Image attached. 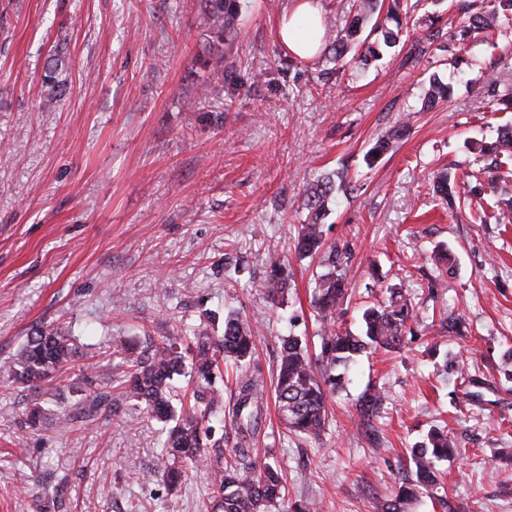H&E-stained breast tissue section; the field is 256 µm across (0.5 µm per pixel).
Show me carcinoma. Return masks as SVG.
<instances>
[{"label": "carcinoma", "instance_id": "cac0c4a2", "mask_svg": "<svg viewBox=\"0 0 512 512\" xmlns=\"http://www.w3.org/2000/svg\"><path fill=\"white\" fill-rule=\"evenodd\" d=\"M418 3L411 0H357L349 24L334 35L324 38L325 50L339 60L354 51L360 65L366 67L383 59L397 46ZM449 8L459 16L451 34L453 48L467 54L477 45L512 39V0H450ZM239 0H205L204 15L212 43L233 41ZM452 88L432 77L422 85L423 106L433 107L447 101ZM512 108V84L499 80L488 82L486 111L499 112ZM407 126L400 125L379 136L366 154V164L373 166L406 135ZM479 151L490 158L487 170L495 179L506 173L512 176V135H500L483 142ZM466 181L455 173L442 171L436 176L434 192L451 202L465 192ZM335 189L331 176H324L305 190V205L310 213L301 225L297 251L303 257L325 253L329 270L320 275L313 289L311 303L317 317L326 325L322 330L320 352L309 353L307 342L288 337L280 348L275 371V405L284 428L310 438L325 429L327 402L330 395L344 389V372L355 358L368 351H396L405 343V331L415 314L410 299L397 288L389 289L388 300L370 306L362 313V331L355 335L335 328L336 311L350 297L346 286L344 256L334 246H326L321 223L326 204ZM288 287V271L273 264L263 281L272 301L284 296ZM187 344L167 336L149 339L135 357L123 361L127 375L122 396L140 407L165 434L161 465L147 473L151 479L165 481L173 490L181 488L187 472L203 468L207 472L210 492L199 506V512H268L271 505L283 499L286 484L282 474L269 463L258 462L249 447L262 422L264 403L259 397L262 370L253 363L256 335L250 322L237 312L224 318V331L213 336L201 327L184 328ZM83 357L79 337L65 328L40 327L27 337L12 360L0 367V381L23 391L30 390L61 399V393L48 386L58 375L75 367ZM191 361L193 388L191 394H179L173 386L175 377L185 373ZM226 362L235 365L236 393L228 405L229 423L238 439L233 447H224V437H214L212 419L219 412L217 380L223 378ZM76 407L65 406L55 414V425L67 431L73 417L82 415L92 422L115 404L112 393L104 388L88 392ZM384 395L381 388L368 385L355 399V409L364 424L380 416ZM47 410L39 402L29 404L23 413L24 423L35 428L42 423ZM458 452L457 445L445 431L432 428L424 440L409 449L408 464L414 468V479L399 487L397 494L379 503L378 512H406L407 505L417 500L421 490L437 481V465Z\"/></svg>", "mask_w": 512, "mask_h": 512}]
</instances>
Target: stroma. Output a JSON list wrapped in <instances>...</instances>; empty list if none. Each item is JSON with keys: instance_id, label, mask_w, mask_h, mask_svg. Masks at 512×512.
I'll use <instances>...</instances> for the list:
<instances>
[{"instance_id": "35a3bbf8", "label": "stroma", "mask_w": 512, "mask_h": 512, "mask_svg": "<svg viewBox=\"0 0 512 512\" xmlns=\"http://www.w3.org/2000/svg\"><path fill=\"white\" fill-rule=\"evenodd\" d=\"M240 2L234 44L217 49L201 0H0V361L36 326L69 328L116 389L147 337L200 323L219 333L235 311L258 325L254 360L271 375L284 338L319 330L310 300L325 267L295 250L303 189L345 170L355 184L336 190L324 220L327 242L351 253L336 323L359 332L364 309L396 286L414 334L352 366L319 440L283 433L266 396L251 445L287 486L270 512H375L432 428L465 452L407 512H512V224L475 218L512 197L476 150L512 125V112L483 109L484 70L501 56L495 74L512 83V47L480 45L449 65L428 34L456 18L430 5L382 61L325 80L330 61L278 39L294 0ZM433 75L453 94L425 112L419 84ZM406 115L407 135L367 167L377 136ZM444 167L480 197L448 210L431 190ZM442 245L453 273L431 259ZM274 262L292 272L276 303L261 287ZM446 307L464 335L439 334L433 316ZM370 383L386 401L366 426L353 400ZM27 402L0 384V512H198L205 470L175 491L143 480L162 443L141 408L75 419L64 434L48 417L29 435Z\"/></svg>"}]
</instances>
